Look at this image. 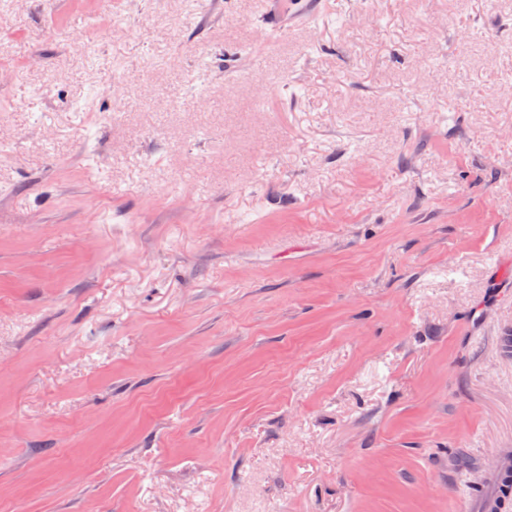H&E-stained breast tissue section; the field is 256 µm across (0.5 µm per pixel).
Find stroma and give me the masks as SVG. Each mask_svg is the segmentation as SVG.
<instances>
[{
  "mask_svg": "<svg viewBox=\"0 0 512 512\" xmlns=\"http://www.w3.org/2000/svg\"><path fill=\"white\" fill-rule=\"evenodd\" d=\"M1 65L0 512H477L512 0H0Z\"/></svg>",
  "mask_w": 512,
  "mask_h": 512,
  "instance_id": "stroma-1",
  "label": "stroma"
}]
</instances>
